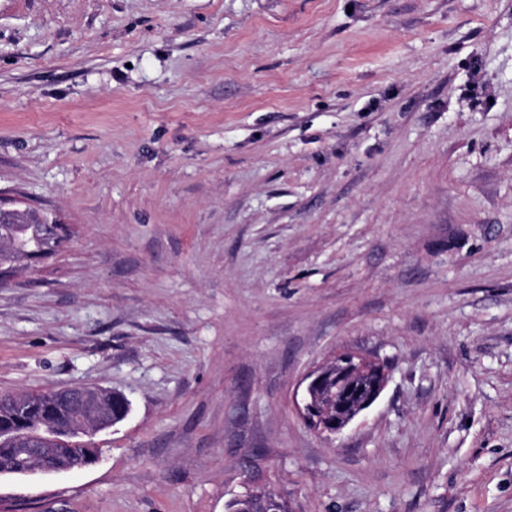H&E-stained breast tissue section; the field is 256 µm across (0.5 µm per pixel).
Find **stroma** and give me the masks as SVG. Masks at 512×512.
I'll use <instances>...</instances> for the list:
<instances>
[{
    "mask_svg": "<svg viewBox=\"0 0 512 512\" xmlns=\"http://www.w3.org/2000/svg\"><path fill=\"white\" fill-rule=\"evenodd\" d=\"M0 392L122 393L0 512H512V0H0ZM351 350L379 400L294 398ZM21 202L17 198L4 197L0 191V222L5 220L12 224L1 225V240L8 237H14L19 248L28 253H38L40 247L48 238L43 237V230L47 226H52L58 231L56 224H62L58 216L53 213L55 224H49L47 217L42 214L38 218L30 217L24 224L23 218L32 210L29 207H21ZM388 378L384 361L342 352L306 375L298 406L319 434L336 436L380 398ZM333 384L335 389H328ZM50 392L53 399L62 404H67L72 401V399L79 396L81 398L80 410L85 416L82 427L85 428L87 426H92L98 432L111 426V422L108 419L118 421L119 423L125 419L126 413L130 411V404L127 398L116 392L98 390V392L95 393L100 398L102 405L106 410L108 419L100 417L95 411L93 404L90 403L89 398L93 394V391L89 387L75 385Z\"/></svg>",
    "mask_w": 512,
    "mask_h": 512,
    "instance_id": "stroma-1",
    "label": "stroma"
}]
</instances>
